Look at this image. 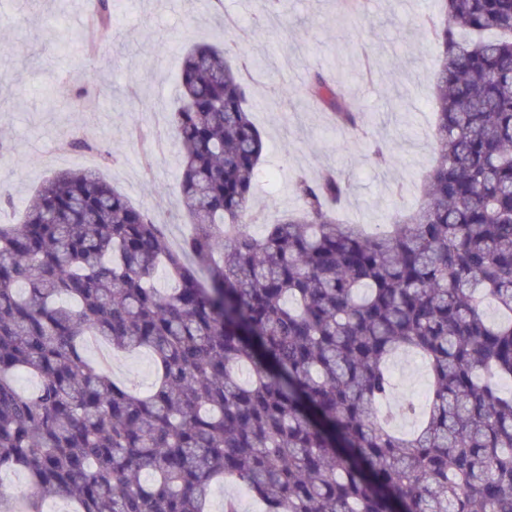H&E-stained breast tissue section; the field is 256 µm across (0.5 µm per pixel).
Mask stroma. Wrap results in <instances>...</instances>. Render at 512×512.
<instances>
[{
    "mask_svg": "<svg viewBox=\"0 0 512 512\" xmlns=\"http://www.w3.org/2000/svg\"><path fill=\"white\" fill-rule=\"evenodd\" d=\"M357 10L342 0H283L281 24L257 27L255 8L223 0V15L245 31L252 71V118L265 142L254 181L257 211L279 219L294 211L298 176L315 179L333 169L351 188L342 218L369 229L384 228L390 215L421 201V185L435 162L433 94L439 53L428 28L435 0H359ZM87 0H0V190L14 201L0 224L16 222L34 190L55 173L97 169L134 205L165 222L170 240L190 231L177 190L178 158L173 142L153 150L144 172L140 148L130 136L133 122L162 136L178 90L182 48L212 41L219 22L205 0H114L112 27L91 25ZM101 48L106 61L86 54ZM314 71L344 73V104L366 116L356 130L337 127L329 109L303 95L276 100L282 82H298ZM90 85L95 109L86 113L49 110V97ZM99 138L114 161L66 151L63 135ZM386 145L388 167L371 160L369 146ZM393 403L423 402L429 388L424 365L414 356L394 359ZM116 379L140 391L154 381L152 356L142 350L112 355Z\"/></svg>",
    "mask_w": 512,
    "mask_h": 512,
    "instance_id": "obj_1",
    "label": "stroma"
}]
</instances>
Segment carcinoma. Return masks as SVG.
Segmentation results:
<instances>
[{"label":"carcinoma","instance_id":"1","mask_svg":"<svg viewBox=\"0 0 512 512\" xmlns=\"http://www.w3.org/2000/svg\"><path fill=\"white\" fill-rule=\"evenodd\" d=\"M438 2L437 157L391 230L337 218L349 185L328 171L251 231L265 145L225 28L186 49L171 110L180 247L88 170L0 225V472L28 482L0 512L58 492L74 512H205L224 480L264 512H512V0ZM305 89L358 127L340 84L316 72ZM64 145L113 160L92 138ZM88 336L148 350L152 389L89 361ZM399 353L431 380L421 412L401 408L419 417L408 434L386 407Z\"/></svg>","mask_w":512,"mask_h":512}]
</instances>
